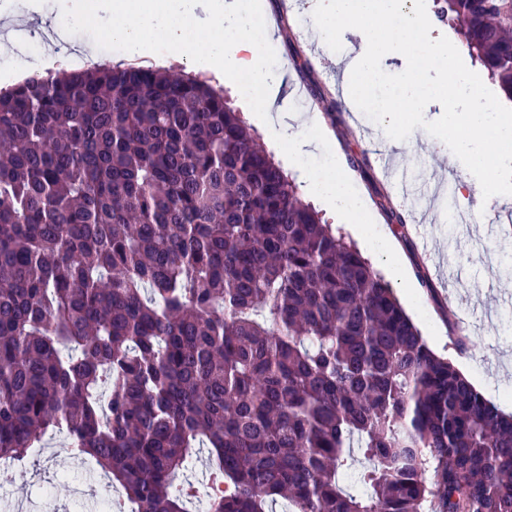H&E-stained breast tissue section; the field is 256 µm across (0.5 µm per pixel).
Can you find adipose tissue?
I'll return each instance as SVG.
<instances>
[{"mask_svg":"<svg viewBox=\"0 0 512 512\" xmlns=\"http://www.w3.org/2000/svg\"><path fill=\"white\" fill-rule=\"evenodd\" d=\"M63 13L83 23L98 25L102 16L112 24L105 36L123 44L129 59L142 66H158L156 39H163L170 56L194 72L215 76L232 84L240 99L252 105L272 139L285 144L289 154L305 152L308 143L291 134L289 115L278 101L284 74L263 62L259 40L246 25L239 0H58ZM309 13L318 18L321 38L347 36L348 56H337L350 100L363 97L362 79L374 72L381 59L409 57L413 70L440 64L448 76L433 87L434 95L446 97L448 109L442 127L453 148L451 164L466 175L456 184L463 204L482 203L475 178L491 177L501 199L512 198V184L502 168L512 157V100L497 93L489 102L474 105L471 78L457 62L455 49L432 54L415 13L406 11L405 0H311ZM312 193L326 208L358 220L362 205L345 181L312 176Z\"/></svg>","mask_w":512,"mask_h":512,"instance_id":"ef3b65f1","label":"adipose tissue"}]
</instances>
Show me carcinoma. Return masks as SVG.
<instances>
[{"mask_svg":"<svg viewBox=\"0 0 512 512\" xmlns=\"http://www.w3.org/2000/svg\"><path fill=\"white\" fill-rule=\"evenodd\" d=\"M433 16L512 96V0ZM51 433L131 512H187L174 478L201 445L211 512H512V416L193 76L0 92V455Z\"/></svg>","mask_w":512,"mask_h":512,"instance_id":"carcinoma-1","label":"carcinoma"}]
</instances>
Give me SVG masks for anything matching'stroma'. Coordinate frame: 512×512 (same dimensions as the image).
Returning <instances> with one entry per match:
<instances>
[{"label":"stroma","instance_id":"35a3bbf8","mask_svg":"<svg viewBox=\"0 0 512 512\" xmlns=\"http://www.w3.org/2000/svg\"><path fill=\"white\" fill-rule=\"evenodd\" d=\"M42 2V14L35 15L28 13L26 0H0V9L9 8L17 15L15 27L0 30V44H11L23 33L42 35L60 22L56 0ZM270 2L277 18L276 33L264 50V59L269 67L287 73L282 93L289 98V111L318 110V103L304 93L310 82L342 103L339 111L327 117L336 146L282 164L300 198L313 202L307 180L322 155L364 202L365 214L378 227L387 225L383 206H409L410 219L400 248L411 270L424 272L432 283L431 288H417L409 315L434 352L456 365L468 363L475 376L493 385L500 403L512 409V232L504 229L512 207L500 204L491 190L479 212L463 206L459 198H447L456 172L447 156L432 148L440 132L443 100L417 101L414 112L403 121V148L392 147V133L385 128L381 112L372 111L371 106L379 97L400 93L409 63L380 62L382 80L369 85L360 104H352L330 59L341 50L342 37L312 43L308 29H292L295 14L283 10L282 0ZM351 151L366 152L369 168L361 173L350 169L345 158ZM387 160L400 171L418 173V187L411 195H401L386 175L383 163ZM459 334L466 343L461 350L454 346ZM45 445V451L23 466L20 474L0 473V494H7L9 502H28L31 512H71L74 487L83 488L91 499L112 494L110 477L92 458H71L63 435L47 437Z\"/></svg>","mask_w":512,"mask_h":512}]
</instances>
